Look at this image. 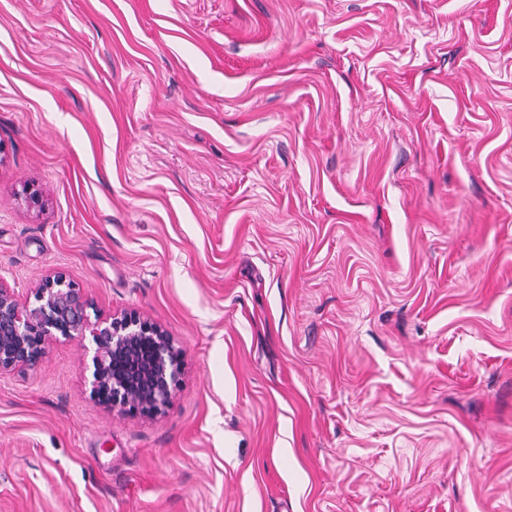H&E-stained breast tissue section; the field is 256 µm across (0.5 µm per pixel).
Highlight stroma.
<instances>
[{"label": "stroma", "instance_id": "1", "mask_svg": "<svg viewBox=\"0 0 512 512\" xmlns=\"http://www.w3.org/2000/svg\"><path fill=\"white\" fill-rule=\"evenodd\" d=\"M50 272L181 375L0 374V512H512V0H0V278Z\"/></svg>", "mask_w": 512, "mask_h": 512}]
</instances>
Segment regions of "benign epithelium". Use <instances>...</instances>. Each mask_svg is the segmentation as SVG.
<instances>
[{
  "label": "benign epithelium",
  "mask_w": 512,
  "mask_h": 512,
  "mask_svg": "<svg viewBox=\"0 0 512 512\" xmlns=\"http://www.w3.org/2000/svg\"><path fill=\"white\" fill-rule=\"evenodd\" d=\"M35 303L21 300L0 280V374L31 367L58 337H90L92 394L107 408L132 416H157L170 405L183 352L161 326L137 311L91 319L88 296L60 274L33 288Z\"/></svg>",
  "instance_id": "benign-epithelium-1"
}]
</instances>
